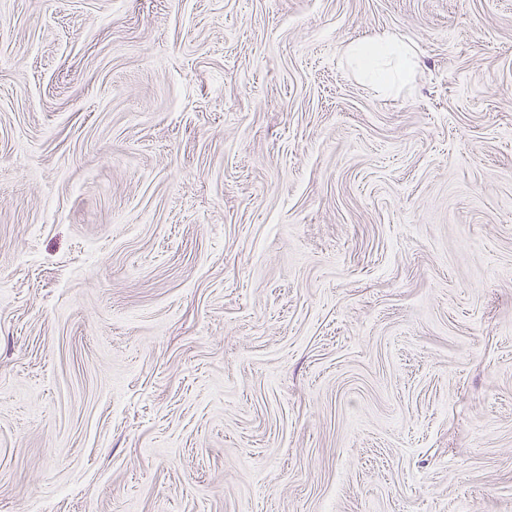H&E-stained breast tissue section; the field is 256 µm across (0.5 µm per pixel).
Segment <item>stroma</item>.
Wrapping results in <instances>:
<instances>
[{"mask_svg": "<svg viewBox=\"0 0 512 512\" xmlns=\"http://www.w3.org/2000/svg\"><path fill=\"white\" fill-rule=\"evenodd\" d=\"M0 512H512V0H0ZM345 55L353 71L387 93L396 86H405L415 70L413 49L392 34L376 40L350 43Z\"/></svg>", "mask_w": 512, "mask_h": 512, "instance_id": "stroma-1", "label": "stroma"}]
</instances>
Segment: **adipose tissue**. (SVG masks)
<instances>
[{
    "instance_id": "ef3b65f1",
    "label": "adipose tissue",
    "mask_w": 512,
    "mask_h": 512,
    "mask_svg": "<svg viewBox=\"0 0 512 512\" xmlns=\"http://www.w3.org/2000/svg\"><path fill=\"white\" fill-rule=\"evenodd\" d=\"M345 55L361 80L385 93L407 85L415 70L412 48L391 34L368 42L350 43Z\"/></svg>"
}]
</instances>
